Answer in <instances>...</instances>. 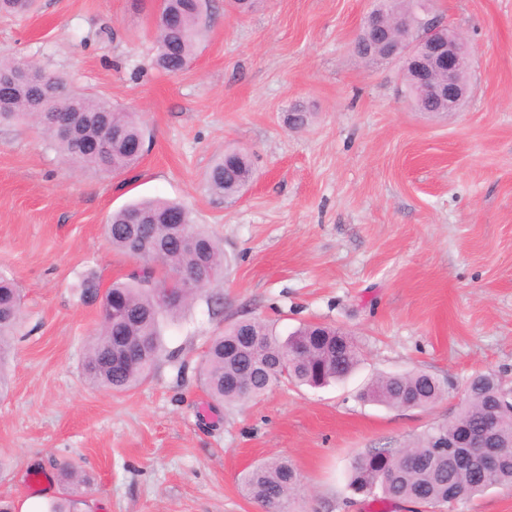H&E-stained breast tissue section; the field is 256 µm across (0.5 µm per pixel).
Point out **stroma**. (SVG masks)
<instances>
[{
  "instance_id": "1",
  "label": "stroma",
  "mask_w": 512,
  "mask_h": 512,
  "mask_svg": "<svg viewBox=\"0 0 512 512\" xmlns=\"http://www.w3.org/2000/svg\"><path fill=\"white\" fill-rule=\"evenodd\" d=\"M157 5L35 0L0 15V54L112 99L148 135L138 163L112 175L78 169L37 125L0 126V275L24 314L0 399V497H57L71 461L90 477L89 512H264L241 479L283 458L300 477L296 512H369L346 487L357 454L452 419L475 373L512 385V0H432L472 52V95L440 115L410 106L398 64L353 56L373 0H257L246 14L212 0L177 73L155 64ZM297 105L311 118L295 129ZM227 149L255 168L232 202L204 183ZM151 198L192 210L221 241L224 272L165 325L176 358L115 394L82 375L100 308L72 285L135 268L102 226ZM243 318L282 337L303 323L345 329L362 363L323 389L283 381L240 406L212 404L198 364ZM416 370L450 383L448 395L424 409L359 397L378 375Z\"/></svg>"
}]
</instances>
